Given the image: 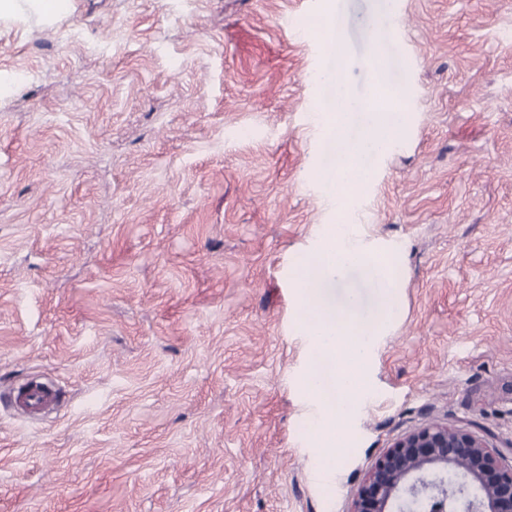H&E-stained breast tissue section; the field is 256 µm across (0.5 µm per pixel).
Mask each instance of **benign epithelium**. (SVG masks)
<instances>
[{
    "instance_id": "benign-epithelium-1",
    "label": "benign epithelium",
    "mask_w": 512,
    "mask_h": 512,
    "mask_svg": "<svg viewBox=\"0 0 512 512\" xmlns=\"http://www.w3.org/2000/svg\"><path fill=\"white\" fill-rule=\"evenodd\" d=\"M512 512V463L475 432L431 421L397 437L359 487L351 512Z\"/></svg>"
}]
</instances>
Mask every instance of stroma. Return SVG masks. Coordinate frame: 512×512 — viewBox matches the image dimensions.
Here are the masks:
<instances>
[{"instance_id": "stroma-1", "label": "stroma", "mask_w": 512, "mask_h": 512, "mask_svg": "<svg viewBox=\"0 0 512 512\" xmlns=\"http://www.w3.org/2000/svg\"><path fill=\"white\" fill-rule=\"evenodd\" d=\"M70 0L0 21V512H350L436 419L512 460V0ZM408 112L360 201L405 250L350 450L322 481L289 272L335 223L314 20ZM48 378L60 407L19 413Z\"/></svg>"}]
</instances>
